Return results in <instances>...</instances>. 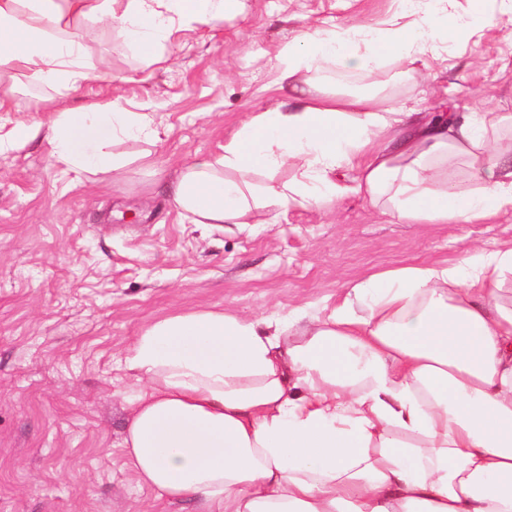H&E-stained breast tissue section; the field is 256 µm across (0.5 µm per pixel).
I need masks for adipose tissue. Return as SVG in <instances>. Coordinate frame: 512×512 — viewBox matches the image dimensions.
<instances>
[{"label": "adipose tissue", "instance_id": "obj_1", "mask_svg": "<svg viewBox=\"0 0 512 512\" xmlns=\"http://www.w3.org/2000/svg\"><path fill=\"white\" fill-rule=\"evenodd\" d=\"M455 0H419L409 24L306 29L276 55L289 95L255 113L171 184L195 224H254L262 210L322 208L353 193L403 224H480L512 210L511 112L411 122L375 96L314 90L336 60L372 73L390 53L412 77L468 43ZM242 0H0V58L35 84L88 79L86 24L119 28L145 60L175 25L222 21ZM154 130L118 103L57 113L50 143L74 171L123 165L116 140ZM479 181L452 191V161ZM290 169V180L277 174ZM512 244L461 266L423 263L348 285L342 299L271 318L175 314L125 357L145 388L125 446L140 482L198 512H512Z\"/></svg>", "mask_w": 512, "mask_h": 512}]
</instances>
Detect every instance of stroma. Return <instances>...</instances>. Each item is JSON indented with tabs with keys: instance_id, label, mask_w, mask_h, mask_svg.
I'll return each mask as SVG.
<instances>
[{
	"instance_id": "stroma-1",
	"label": "stroma",
	"mask_w": 512,
	"mask_h": 512,
	"mask_svg": "<svg viewBox=\"0 0 512 512\" xmlns=\"http://www.w3.org/2000/svg\"><path fill=\"white\" fill-rule=\"evenodd\" d=\"M497 24L428 62L362 77L398 112L512 113V16L500 0H457ZM398 0H244L215 24L176 26L147 63L119 29L86 32L93 73L74 93L21 81L0 125L113 100L153 140L114 142L117 170L72 171L46 136L0 154V512H192L138 482L124 446L141 388L125 356L149 324L179 313L265 317L403 266L458 264L512 239V211L482 224H401L354 194L323 209L273 208L261 224H193L163 190L253 113L286 99L276 54L302 29L401 21ZM125 75L115 84L110 74Z\"/></svg>"
}]
</instances>
